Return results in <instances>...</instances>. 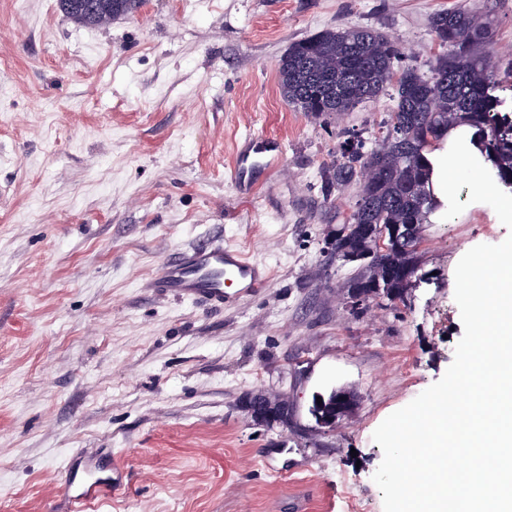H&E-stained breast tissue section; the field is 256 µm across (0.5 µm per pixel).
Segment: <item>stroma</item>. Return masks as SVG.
<instances>
[{
    "instance_id": "stroma-1",
    "label": "stroma",
    "mask_w": 512,
    "mask_h": 512,
    "mask_svg": "<svg viewBox=\"0 0 512 512\" xmlns=\"http://www.w3.org/2000/svg\"><path fill=\"white\" fill-rule=\"evenodd\" d=\"M462 0H142L86 27L58 0H0V512H59L79 452L111 449L125 496L92 512H384L375 429L440 380L463 335L455 268L512 234L487 204L426 225L431 283L408 305H345L328 244L355 188L322 172L342 134L373 148L392 93L316 118L280 94L297 40L365 27L428 67L432 15ZM512 59V0H484ZM278 143L252 191L229 175L247 137ZM221 242L271 271L224 309L148 288ZM351 392L328 426L316 398ZM254 394L288 407L258 422Z\"/></svg>"
}]
</instances>
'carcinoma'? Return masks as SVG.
<instances>
[{
	"instance_id": "obj_1",
	"label": "carcinoma",
	"mask_w": 512,
	"mask_h": 512,
	"mask_svg": "<svg viewBox=\"0 0 512 512\" xmlns=\"http://www.w3.org/2000/svg\"><path fill=\"white\" fill-rule=\"evenodd\" d=\"M472 6L433 14L431 32L438 45L429 69L402 64L398 45L364 28L326 29L291 43L276 64L281 95L302 112L327 117L348 112L388 89L396 105L381 126L375 147L364 151L351 134L324 172V194L360 185L346 230L335 246L371 253L346 285L362 306L378 297L377 285L403 296L411 286L410 265L418 262L421 228L442 209L432 188L428 155L457 129L469 135L476 158L512 189V104L502 95L512 82V60L496 62L491 36ZM140 0H59L61 10L86 26L109 23L136 11ZM408 227L409 238L395 239L392 227ZM334 393L313 405L315 420L336 418Z\"/></svg>"
}]
</instances>
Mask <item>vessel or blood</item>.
<instances>
[{
	"mask_svg": "<svg viewBox=\"0 0 512 512\" xmlns=\"http://www.w3.org/2000/svg\"><path fill=\"white\" fill-rule=\"evenodd\" d=\"M263 166L261 153L238 154L230 178L236 184H245ZM268 279L266 269L240 251L220 244L179 252L157 269L149 285L166 294L220 308L231 303L235 296L257 293L267 285ZM125 481L126 466L111 449L77 454L66 474V512H89L102 497L123 489Z\"/></svg>",
	"mask_w": 512,
	"mask_h": 512,
	"instance_id": "obj_1",
	"label": "vessel or blood"
}]
</instances>
